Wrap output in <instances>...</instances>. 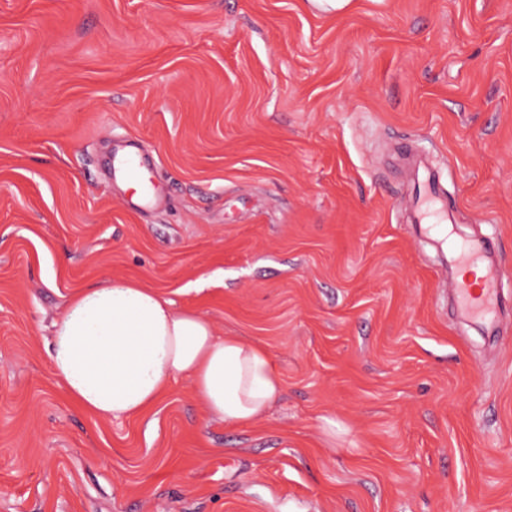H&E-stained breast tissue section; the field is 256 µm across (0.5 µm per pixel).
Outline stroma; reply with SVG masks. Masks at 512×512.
Returning <instances> with one entry per match:
<instances>
[{
    "mask_svg": "<svg viewBox=\"0 0 512 512\" xmlns=\"http://www.w3.org/2000/svg\"><path fill=\"white\" fill-rule=\"evenodd\" d=\"M130 138L169 205L105 177ZM401 139L512 287V0H0V512H512V310L453 319ZM111 278L264 347L280 402L75 407L52 324Z\"/></svg>",
    "mask_w": 512,
    "mask_h": 512,
    "instance_id": "35a3bbf8",
    "label": "stroma"
}]
</instances>
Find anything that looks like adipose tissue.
<instances>
[{"label": "adipose tissue", "mask_w": 512, "mask_h": 512, "mask_svg": "<svg viewBox=\"0 0 512 512\" xmlns=\"http://www.w3.org/2000/svg\"><path fill=\"white\" fill-rule=\"evenodd\" d=\"M53 373L68 397L101 419L136 417L172 381L189 378L210 421L250 426L283 393L267 351L217 335L205 316L124 279L78 291L55 323Z\"/></svg>", "instance_id": "1"}]
</instances>
